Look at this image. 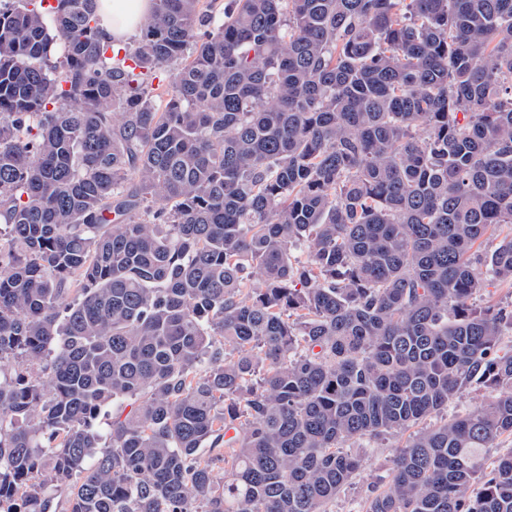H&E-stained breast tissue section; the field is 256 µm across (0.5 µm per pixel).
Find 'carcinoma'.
<instances>
[{
    "label": "carcinoma",
    "instance_id": "cac0c4a2",
    "mask_svg": "<svg viewBox=\"0 0 512 512\" xmlns=\"http://www.w3.org/2000/svg\"><path fill=\"white\" fill-rule=\"evenodd\" d=\"M153 2L0 0V512H512V0ZM110 4H112V15ZM151 11L152 0H100L99 13L104 39L114 43L126 41L146 22ZM139 31L140 29L129 38L122 47L123 50L133 46L140 36ZM395 444V439L387 438L377 441L372 448H353L362 458L360 476L328 506L330 511L350 512L357 502L370 494L373 482L387 475L392 464Z\"/></svg>",
    "mask_w": 512,
    "mask_h": 512
}]
</instances>
